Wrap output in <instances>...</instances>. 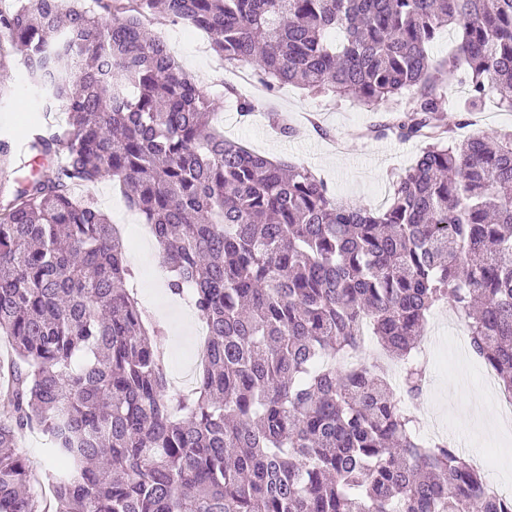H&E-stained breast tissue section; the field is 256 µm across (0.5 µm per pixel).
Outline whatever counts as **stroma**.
Segmentation results:
<instances>
[{
  "label": "stroma",
  "mask_w": 512,
  "mask_h": 512,
  "mask_svg": "<svg viewBox=\"0 0 512 512\" xmlns=\"http://www.w3.org/2000/svg\"><path fill=\"white\" fill-rule=\"evenodd\" d=\"M156 30L173 44L180 65L197 79L207 80L211 96H221L226 75L209 37L169 23L157 25ZM0 82L13 89L12 96L0 102V138L8 137L15 145H23L34 102L26 89L21 66L0 71ZM266 108L283 115L294 127V134L287 138L280 136L266 117L240 116L229 101L218 113L216 123L223 127L226 137L243 141L262 155L276 153L284 162L308 166L324 179L333 195L358 200L372 209L385 205L393 180L413 165L423 148L420 142L402 141L392 134L367 138L365 130L379 122V113L367 111L366 107L350 100L334 101L311 95L296 85H285L271 92ZM312 113L317 114L319 127L308 123L307 117ZM334 140L343 143V151L330 150L329 145ZM85 192L97 201L112 223L124 227L133 283L141 288L143 305L167 330L161 339L166 352L167 376L177 380L193 375L196 369L194 332L182 322L184 313L179 299L160 286L165 274L159 265L158 250L138 225L137 213L130 211L124 199L113 190L110 179L86 187ZM455 347L454 334L446 333L436 354L426 361V393L423 399L410 402L409 407L416 412L423 404H432L438 420L446 424L450 432L466 440L463 455L481 450L497 452L487 478L512 492V440L490 428L496 413L483 387L485 367L471 355L457 360V366H450Z\"/></svg>",
  "instance_id": "obj_1"
}]
</instances>
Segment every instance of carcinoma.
Wrapping results in <instances>:
<instances>
[{
  "instance_id": "cac0c4a2",
  "label": "carcinoma",
  "mask_w": 512,
  "mask_h": 512,
  "mask_svg": "<svg viewBox=\"0 0 512 512\" xmlns=\"http://www.w3.org/2000/svg\"><path fill=\"white\" fill-rule=\"evenodd\" d=\"M158 14L270 92L402 100L367 135L426 147L385 206L343 202L214 128ZM444 29L457 46L435 61ZM15 60L65 120L25 146L40 175L0 183V512H512L404 404L423 396L417 346L443 301L512 392V131L455 138L490 97L512 109V0H15L0 71ZM105 177L206 325L190 393L169 390L115 227L75 194ZM367 335L398 384L362 361ZM34 428L65 465L48 495L15 452Z\"/></svg>"
}]
</instances>
